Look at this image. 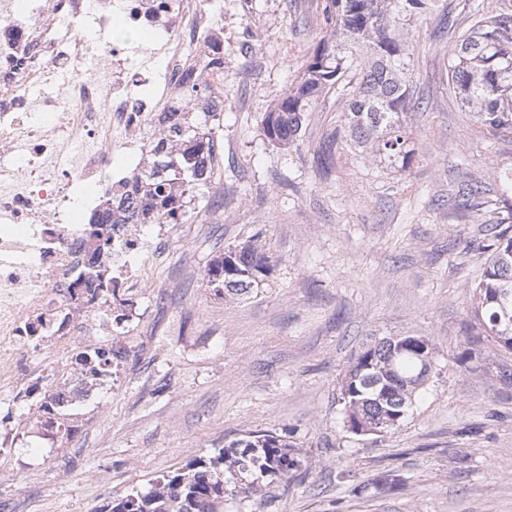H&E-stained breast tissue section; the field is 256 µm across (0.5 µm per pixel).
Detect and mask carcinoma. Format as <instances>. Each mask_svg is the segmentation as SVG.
Returning a JSON list of instances; mask_svg holds the SVG:
<instances>
[{
    "instance_id": "obj_1",
    "label": "carcinoma",
    "mask_w": 512,
    "mask_h": 512,
    "mask_svg": "<svg viewBox=\"0 0 512 512\" xmlns=\"http://www.w3.org/2000/svg\"><path fill=\"white\" fill-rule=\"evenodd\" d=\"M431 0H325L321 26L325 36L303 64L293 85L265 113L264 137L280 147L295 143L312 103L333 88L346 70L363 59L360 78L349 100L348 136L358 147L402 170L409 168L414 150L407 132L412 105V83L402 28L404 18L425 13ZM469 28L451 51L448 82L475 121L489 130H512V17L490 15L478 4L469 12ZM215 144L207 121L174 123L155 143L152 168L146 175V202L137 214L140 224L177 222L195 203V190L212 178ZM125 198L111 202L106 211H94L91 224H107L122 210ZM496 242L481 279L473 288L472 313L485 336L512 351V324H497L501 315L495 302L501 288L512 290V237L494 235ZM274 256L261 245L246 243L224 253L207 270L215 294L241 297L266 277ZM92 297L116 295L110 279L91 275ZM389 338L367 344L349 366L340 383V401L349 431L376 430L383 435L406 419L418 391L429 380L420 373L414 354L392 357ZM76 360L91 363L100 374L110 373L112 353L99 349ZM309 466L303 450L272 431H252L228 448L163 476L147 491H137L111 507V512H177L175 487L208 506L211 486L235 480L245 493L262 491L263 484L296 476Z\"/></svg>"
}]
</instances>
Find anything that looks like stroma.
I'll return each mask as SVG.
<instances>
[{"mask_svg": "<svg viewBox=\"0 0 512 512\" xmlns=\"http://www.w3.org/2000/svg\"><path fill=\"white\" fill-rule=\"evenodd\" d=\"M223 2L213 178L178 239H155L150 286L113 322L112 378L57 428L0 413V512H101L254 430L312 465L226 495L220 512H512V353L482 337L470 300L512 199L498 178L512 132L476 125L448 83L471 0H433L403 25L416 102L403 171L347 137L350 73L296 145L269 143L262 119L322 38V0ZM467 181L482 195L462 209ZM256 234L275 257L268 277L216 295L212 261ZM406 333L438 345L425 391L391 433H350L343 375L371 338Z\"/></svg>", "mask_w": 512, "mask_h": 512, "instance_id": "35a3bbf8", "label": "stroma"}]
</instances>
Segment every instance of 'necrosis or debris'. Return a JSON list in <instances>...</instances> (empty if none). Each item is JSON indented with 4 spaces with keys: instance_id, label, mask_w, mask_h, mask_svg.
<instances>
[{
    "instance_id": "obj_1",
    "label": "necrosis or debris",
    "mask_w": 512,
    "mask_h": 512,
    "mask_svg": "<svg viewBox=\"0 0 512 512\" xmlns=\"http://www.w3.org/2000/svg\"><path fill=\"white\" fill-rule=\"evenodd\" d=\"M216 0H0V393L39 417L41 378L29 346L50 358L46 375L64 404L98 385L67 351L111 334L112 299L73 302L91 267L115 288L140 292L149 271L134 224L96 231L107 245L91 261L92 231L77 207L100 210L142 170L170 113L185 120L189 74L209 85L202 59L224 46ZM145 34L147 62L131 65L127 41H103L114 18Z\"/></svg>"
}]
</instances>
